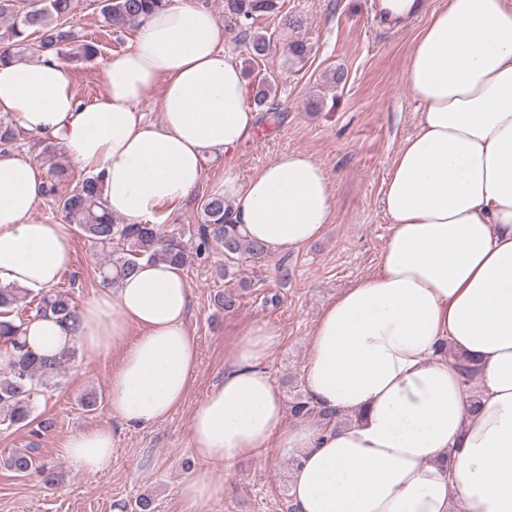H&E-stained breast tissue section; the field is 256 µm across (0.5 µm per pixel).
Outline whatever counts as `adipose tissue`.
<instances>
[{
    "label": "adipose tissue",
    "mask_w": 512,
    "mask_h": 512,
    "mask_svg": "<svg viewBox=\"0 0 512 512\" xmlns=\"http://www.w3.org/2000/svg\"><path fill=\"white\" fill-rule=\"evenodd\" d=\"M223 42L210 11L173 0L107 60L101 97L77 99L57 61L14 60L0 63V112L100 176L106 208L136 224L192 193L204 160L227 157L258 125ZM405 81L420 118L385 182L392 233L373 274L326 308L309 339L306 392L348 422H288L267 364L280 333L257 322L190 423L211 468L272 445L294 459L297 512H512V0H442ZM154 96L150 122L138 105ZM46 187L38 161L0 154V285L33 295L72 264L67 225L32 218ZM219 192L242 233L271 252L321 238L333 218L330 178L300 150L244 183L225 174ZM191 307L181 267L145 263L68 320L33 318L22 339L42 358L122 344L109 410L144 429L194 378ZM66 453L87 477L107 475L111 429L74 433ZM179 496L183 512H199L223 498L224 482L198 472Z\"/></svg>",
    "instance_id": "adipose-tissue-1"
}]
</instances>
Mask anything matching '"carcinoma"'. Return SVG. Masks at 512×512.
Here are the masks:
<instances>
[{
    "label": "carcinoma",
    "instance_id": "1",
    "mask_svg": "<svg viewBox=\"0 0 512 512\" xmlns=\"http://www.w3.org/2000/svg\"><path fill=\"white\" fill-rule=\"evenodd\" d=\"M172 0H101L100 13L107 27L124 29L140 21L141 17L163 9ZM224 17L239 31L244 42L250 66L263 59L271 50V37L257 31L261 19H279L288 27L299 20L283 11L281 0H224ZM72 24V0H0V45L9 52L0 54V61L20 60L31 54L50 57L59 62L73 61L76 55L84 58L97 56L94 43L77 46L73 53L69 46L76 42ZM275 80L262 77L253 94V105L265 112L269 123L278 118L270 105ZM16 123L8 114L0 115V147L8 149L16 138ZM58 207L68 224L101 248L104 261L98 266L101 284L116 288L124 277L132 274L143 262L167 261L183 267L190 253L205 261L214 251L224 256V274H229L240 261L258 260L266 255L265 248L242 236L232 221V205L218 193L209 195L201 205L196 237L185 239L177 230H166L164 225L151 221L140 224H120L104 205L103 184L100 177L91 175L77 182L60 199ZM28 294L14 287L0 286V342L9 346L4 367L0 368V424L23 427L32 422L39 397L56 384L63 372L69 354L44 359L35 356L20 341L19 331L26 324L25 302ZM35 315L52 314L61 319L72 316L70 297L63 291H48L39 296ZM290 414L298 420L317 418L330 426L340 421V414L320 408L300 392L289 401ZM7 466L15 473L36 475L46 486H54L62 475L42 460L38 448L20 450L7 459Z\"/></svg>",
    "mask_w": 512,
    "mask_h": 512
}]
</instances>
